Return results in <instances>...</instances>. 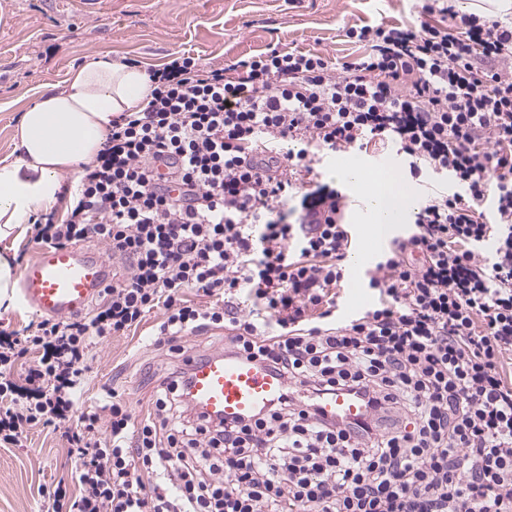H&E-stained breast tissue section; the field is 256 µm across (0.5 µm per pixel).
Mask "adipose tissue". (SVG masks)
Returning a JSON list of instances; mask_svg holds the SVG:
<instances>
[{"mask_svg":"<svg viewBox=\"0 0 512 512\" xmlns=\"http://www.w3.org/2000/svg\"><path fill=\"white\" fill-rule=\"evenodd\" d=\"M149 92L144 68L104 54L72 68L59 90L37 94L0 159V241L21 237L55 208L62 173L94 168L113 117L138 111Z\"/></svg>","mask_w":512,"mask_h":512,"instance_id":"1","label":"adipose tissue"}]
</instances>
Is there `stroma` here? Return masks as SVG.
<instances>
[{
    "instance_id": "1",
    "label": "stroma",
    "mask_w": 512,
    "mask_h": 512,
    "mask_svg": "<svg viewBox=\"0 0 512 512\" xmlns=\"http://www.w3.org/2000/svg\"><path fill=\"white\" fill-rule=\"evenodd\" d=\"M422 0H0V158L11 151L10 131L21 107L41 88L99 55L158 68L182 53L205 63L231 64L269 46L316 50L345 61L359 54L345 36L365 23L412 25ZM369 264L350 271L339 292L342 317L369 308L378 293L367 286ZM162 310L125 336L97 342L81 406L101 386L114 387L143 417L156 379L177 360L154 350ZM71 468L65 442L36 427L18 445L0 447V512H39L40 486Z\"/></svg>"
}]
</instances>
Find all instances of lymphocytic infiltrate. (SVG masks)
<instances>
[{
    "label": "lymphocytic infiltrate",
    "mask_w": 512,
    "mask_h": 512,
    "mask_svg": "<svg viewBox=\"0 0 512 512\" xmlns=\"http://www.w3.org/2000/svg\"><path fill=\"white\" fill-rule=\"evenodd\" d=\"M422 11L416 27L347 29L365 51L343 63L270 48L149 70V98L113 119L67 219L33 237L104 245L123 274L87 315L32 322L22 340L0 331V444L50 427L72 463L44 491L46 512H512V28L450 0ZM372 143L435 179L368 277L379 303L343 322L335 291L353 238L341 190L314 171L321 151ZM302 181L287 219L279 204ZM191 288L212 304L188 302ZM158 308L170 356L220 329L226 354L287 393L211 420L190 407L180 367L142 420L107 386L76 411L92 344ZM336 391L372 419L339 422L310 401Z\"/></svg>",
    "instance_id": "f902f5d3"
}]
</instances>
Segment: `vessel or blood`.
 Segmentation results:
<instances>
[{"instance_id": "vessel-or-blood-1", "label": "vessel or blood", "mask_w": 512, "mask_h": 512, "mask_svg": "<svg viewBox=\"0 0 512 512\" xmlns=\"http://www.w3.org/2000/svg\"><path fill=\"white\" fill-rule=\"evenodd\" d=\"M413 223L410 215L395 212L384 236L362 241L361 248L374 255ZM23 303L49 319L73 317L85 311L112 283V267L97 250L76 246H42L35 257L19 269ZM188 399L192 406L214 420H234L254 414L275 403L287 390L285 379L265 368L216 350L192 358ZM327 416L362 419L366 409L356 398L338 392L319 401Z\"/></svg>"}]
</instances>
